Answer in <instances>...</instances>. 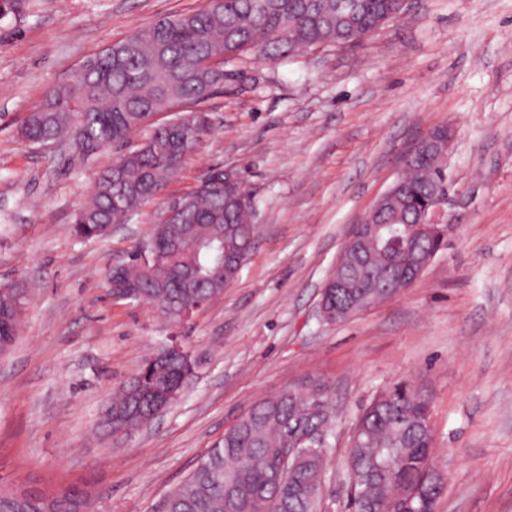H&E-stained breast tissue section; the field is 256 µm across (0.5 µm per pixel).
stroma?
Segmentation results:
<instances>
[{
	"instance_id": "1",
	"label": "stroma",
	"mask_w": 512,
	"mask_h": 512,
	"mask_svg": "<svg viewBox=\"0 0 512 512\" xmlns=\"http://www.w3.org/2000/svg\"><path fill=\"white\" fill-rule=\"evenodd\" d=\"M206 0H21L0 18V281L28 298L0 357V487L79 490L89 512H163L167 493L258 401L312 381L332 394L325 491L349 512L345 453L362 410L407 380L431 409L436 512H512V0H414L355 48H304L225 65L211 132L160 196L101 239L72 231L98 172L151 133L86 160L17 128L83 63ZM454 133L457 223L402 294L346 321L319 315L354 224L432 128ZM237 173L255 208L238 277L172 326L106 278L171 198L209 169ZM194 365L185 391L113 445V396L170 334Z\"/></svg>"
}]
</instances>
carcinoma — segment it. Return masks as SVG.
<instances>
[{
	"label": "carcinoma",
	"instance_id": "carcinoma-1",
	"mask_svg": "<svg viewBox=\"0 0 512 512\" xmlns=\"http://www.w3.org/2000/svg\"><path fill=\"white\" fill-rule=\"evenodd\" d=\"M219 0L205 7L164 17L123 38L89 60L71 84L50 93L19 130L32 144L65 138L79 157L119 145L161 112L183 118L178 125L155 127L138 148L123 153L99 173L90 197L76 215L72 232L99 239L112 225L125 224L182 168L188 154L209 133L199 122L203 104L220 88L208 65L216 48L229 63L248 53L277 60L301 48L347 45L359 34L378 29L400 12L398 0ZM444 161L430 152L405 165L399 190L386 201V214L413 224L419 209L433 199ZM185 215L178 224H154L147 243L135 247L108 278L135 300L155 303L170 323L184 311L220 293L224 272L208 248L196 239L224 241V250L248 254L256 225L255 204L238 187L224 188V170L212 169L181 195ZM422 252L442 244L428 236L401 233L366 248L345 264L347 287L323 288L321 302L333 322L355 313L353 302L411 285L417 275L401 274L410 242ZM205 278L186 280L187 268ZM23 289L0 290V349L15 340ZM193 374L187 357L150 359L139 376L112 400L104 422L110 433L137 431L155 404L151 387H174ZM301 424L316 431L324 447L308 448L283 483L272 475L281 465L283 432ZM334 416L330 390L316 384L258 402L206 452L191 474L165 498L166 512H322L324 477L333 452ZM356 446L347 451L351 512H385L396 487H418L429 504L443 494L444 479L431 462L434 435L429 402L407 381L380 391L360 415ZM0 512H42L38 500L0 497Z\"/></svg>",
	"mask_w": 512,
	"mask_h": 512
}]
</instances>
